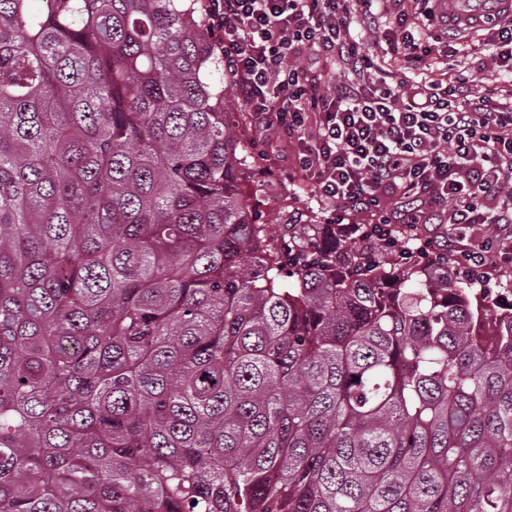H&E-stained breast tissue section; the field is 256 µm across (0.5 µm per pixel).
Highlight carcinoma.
Instances as JSON below:
<instances>
[{"instance_id":"1","label":"carcinoma","mask_w":512,"mask_h":512,"mask_svg":"<svg viewBox=\"0 0 512 512\" xmlns=\"http://www.w3.org/2000/svg\"><path fill=\"white\" fill-rule=\"evenodd\" d=\"M239 147L204 0H0V512H512V285Z\"/></svg>"}]
</instances>
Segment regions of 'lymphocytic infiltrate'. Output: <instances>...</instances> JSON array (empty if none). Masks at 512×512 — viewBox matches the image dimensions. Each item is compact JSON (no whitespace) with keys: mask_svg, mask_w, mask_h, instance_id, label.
Wrapping results in <instances>:
<instances>
[{"mask_svg":"<svg viewBox=\"0 0 512 512\" xmlns=\"http://www.w3.org/2000/svg\"><path fill=\"white\" fill-rule=\"evenodd\" d=\"M442 10V0L205 2L239 98L261 129L298 143L294 163L322 196L384 213L388 225L448 220L458 268L482 278L487 253L502 244L466 237L476 224L512 226V97L428 77L427 24ZM391 17L397 25L383 36L402 63L396 72L351 33ZM304 52L336 68L333 87L294 65Z\"/></svg>","mask_w":512,"mask_h":512,"instance_id":"lymphocytic-infiltrate-1","label":"lymphocytic infiltrate"}]
</instances>
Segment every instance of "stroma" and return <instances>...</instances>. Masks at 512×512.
I'll return each instance as SVG.
<instances>
[{
  "mask_svg": "<svg viewBox=\"0 0 512 512\" xmlns=\"http://www.w3.org/2000/svg\"><path fill=\"white\" fill-rule=\"evenodd\" d=\"M463 41L465 51L437 57L435 73L445 74L450 81L458 76L466 78L474 89L495 99L512 93V81L494 67L482 37L472 33ZM227 106L234 114L241 144L242 164L236 182L244 191L257 192L261 201L259 221L268 225L272 237H280L284 224L293 216L329 225L346 244L355 241L357 225L378 223L373 212L347 215L342 206L320 196L315 186L292 168L296 144L272 131L253 130L249 114L236 96L228 97Z\"/></svg>",
  "mask_w": 512,
  "mask_h": 512,
  "instance_id": "obj_1",
  "label": "stroma"
}]
</instances>
